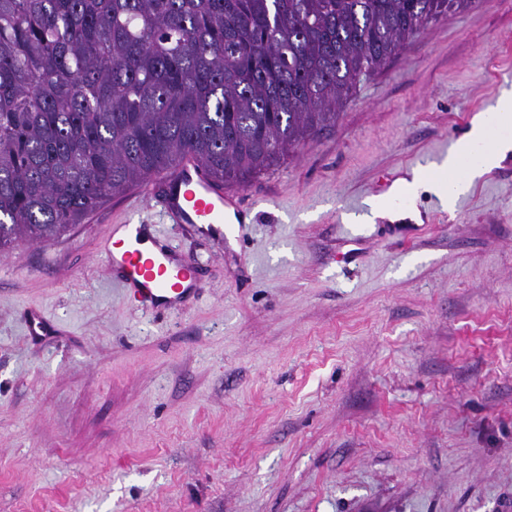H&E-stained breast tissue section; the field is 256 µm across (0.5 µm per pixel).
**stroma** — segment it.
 <instances>
[{
	"instance_id": "obj_1",
	"label": "stroma",
	"mask_w": 512,
	"mask_h": 512,
	"mask_svg": "<svg viewBox=\"0 0 512 512\" xmlns=\"http://www.w3.org/2000/svg\"><path fill=\"white\" fill-rule=\"evenodd\" d=\"M505 88L512 0H475L231 184L227 241L127 191L0 255V512H512V152L454 206L369 216ZM123 218L182 251L194 299L124 297L100 254Z\"/></svg>"
}]
</instances>
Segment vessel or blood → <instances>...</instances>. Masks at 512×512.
I'll return each mask as SVG.
<instances>
[{
  "label": "vessel or blood",
  "mask_w": 512,
  "mask_h": 512,
  "mask_svg": "<svg viewBox=\"0 0 512 512\" xmlns=\"http://www.w3.org/2000/svg\"><path fill=\"white\" fill-rule=\"evenodd\" d=\"M157 188L165 198L166 217L176 224H204L220 235L229 217H245L238 195L225 192L222 185L207 179L190 156L159 178L157 186H146L144 193L152 195ZM147 235L144 224L125 220L110 225L101 240L106 266L131 300L157 309L181 305L200 287L194 270L175 246L142 249Z\"/></svg>",
  "instance_id": "b4317fda"
}]
</instances>
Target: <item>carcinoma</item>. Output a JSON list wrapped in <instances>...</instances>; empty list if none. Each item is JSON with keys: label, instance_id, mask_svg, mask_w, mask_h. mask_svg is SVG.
<instances>
[{"label": "carcinoma", "instance_id": "obj_1", "mask_svg": "<svg viewBox=\"0 0 512 512\" xmlns=\"http://www.w3.org/2000/svg\"><path fill=\"white\" fill-rule=\"evenodd\" d=\"M474 0H0V253L193 156L246 183Z\"/></svg>", "mask_w": 512, "mask_h": 512}]
</instances>
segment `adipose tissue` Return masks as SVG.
<instances>
[{
    "mask_svg": "<svg viewBox=\"0 0 512 512\" xmlns=\"http://www.w3.org/2000/svg\"><path fill=\"white\" fill-rule=\"evenodd\" d=\"M511 151L512 90L509 89L499 95L491 119L476 121L430 175L401 180L399 187L408 196L423 187L452 202Z\"/></svg>",
    "mask_w": 512,
    "mask_h": 512,
    "instance_id": "obj_1",
    "label": "adipose tissue"
}]
</instances>
